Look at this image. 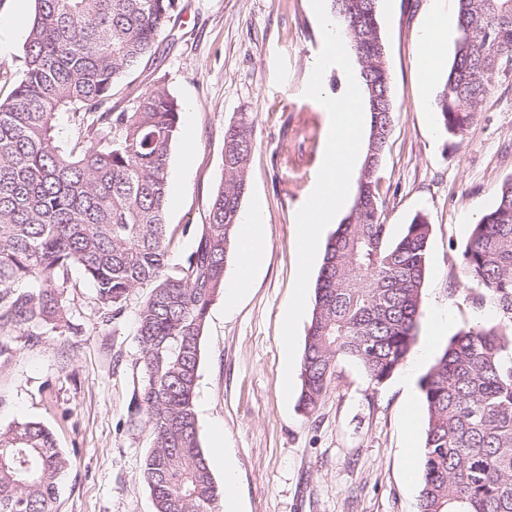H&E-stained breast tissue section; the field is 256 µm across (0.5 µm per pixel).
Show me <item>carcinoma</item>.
<instances>
[{
	"mask_svg": "<svg viewBox=\"0 0 512 512\" xmlns=\"http://www.w3.org/2000/svg\"><path fill=\"white\" fill-rule=\"evenodd\" d=\"M22 73L0 102V359L6 337L65 318L69 272L98 300L124 310L136 288L142 377L134 415L151 449L141 478L154 512H216L221 491L201 447L194 395L201 337L224 290L248 164L252 113L224 127V181L186 260L169 270L165 207L179 104L164 84L112 97L156 55L178 0H34ZM348 38L370 113L361 180L329 238L301 363L298 405L319 404L338 360L356 361L374 384L389 379L417 339L432 232L417 214L390 241L380 192L395 110L378 0H329ZM459 39L436 110L445 133L476 119L495 78L512 69V0H457ZM79 120L78 135L59 116ZM467 281L497 302L501 318L452 337L420 380L427 413L419 512H512V178L474 225L461 252ZM71 458L40 422L0 428V512H51Z\"/></svg>",
	"mask_w": 512,
	"mask_h": 512,
	"instance_id": "1",
	"label": "carcinoma"
}]
</instances>
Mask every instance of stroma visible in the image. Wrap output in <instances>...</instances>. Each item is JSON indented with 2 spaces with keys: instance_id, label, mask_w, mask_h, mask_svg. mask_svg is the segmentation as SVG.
<instances>
[{
  "instance_id": "35a3bbf8",
  "label": "stroma",
  "mask_w": 512,
  "mask_h": 512,
  "mask_svg": "<svg viewBox=\"0 0 512 512\" xmlns=\"http://www.w3.org/2000/svg\"><path fill=\"white\" fill-rule=\"evenodd\" d=\"M34 0H0V101L21 76L25 23ZM429 0H378L396 119L380 171L389 238L416 213L428 218V271L420 327L448 314L432 343L440 355L463 326L499 320L491 300L468 287L460 251L473 224L512 178V71L500 74L473 124L444 133L435 100L446 72L422 86L417 43ZM154 61L131 73L122 95L164 82L182 106L168 162L166 222L171 264L195 245L208 203L224 179V128L252 113L257 145L243 210L261 207L262 261L233 309L212 302L201 341L195 397L199 438L212 450L223 432L238 468L239 512H418L426 412L419 381L429 361L403 365L380 385L353 360L338 361L319 407L304 414L284 398L281 326L297 268L296 214L313 191L328 127L326 109L305 97L323 46L310 0H179ZM135 289L120 318L106 320L92 285L71 272L66 324L11 336L0 362V427L37 421L72 460L52 512H154L140 476L148 432L129 427L141 378ZM413 431H406L407 417Z\"/></svg>"
}]
</instances>
